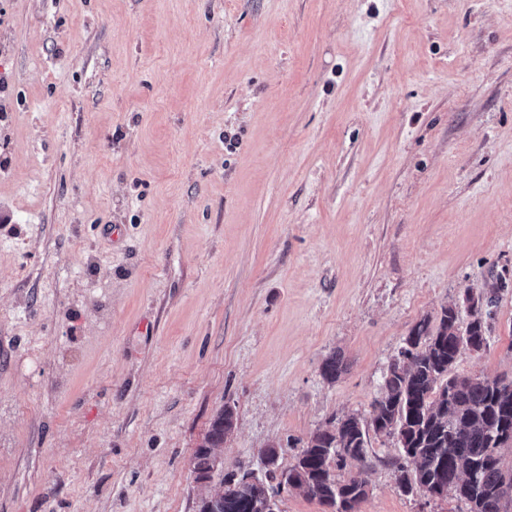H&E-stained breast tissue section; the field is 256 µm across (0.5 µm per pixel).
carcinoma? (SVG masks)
<instances>
[{
    "mask_svg": "<svg viewBox=\"0 0 512 512\" xmlns=\"http://www.w3.org/2000/svg\"><path fill=\"white\" fill-rule=\"evenodd\" d=\"M497 281V287L465 297L467 318L449 305L441 307L437 324L428 317L417 322L387 370L369 421L355 414L337 419L333 428L316 432L286 470L270 447L264 452L265 478L245 483L234 473L224 474L212 455L235 426L233 408L224 407L211 421L207 445L195 453L196 479L211 487L197 512H272L270 498L285 475L330 512H359L369 494L367 481L359 473L342 479L338 471L349 459H365L370 431L396 437L411 461V470L393 462L405 493L413 487L439 498L452 493L466 512H509L512 464L505 465L501 448L512 439V386L451 374L461 336H470L478 352L488 346L499 292L506 287L502 278ZM344 369L342 359L332 355L321 373L333 383Z\"/></svg>",
    "mask_w": 512,
    "mask_h": 512,
    "instance_id": "cac0c4a2",
    "label": "carcinoma"
}]
</instances>
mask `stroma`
<instances>
[{
  "label": "stroma",
  "instance_id": "stroma-1",
  "mask_svg": "<svg viewBox=\"0 0 512 512\" xmlns=\"http://www.w3.org/2000/svg\"><path fill=\"white\" fill-rule=\"evenodd\" d=\"M500 275L453 374L512 381V0H0V512H196L224 406L288 468ZM400 455L359 512H466Z\"/></svg>",
  "mask_w": 512,
  "mask_h": 512
}]
</instances>
